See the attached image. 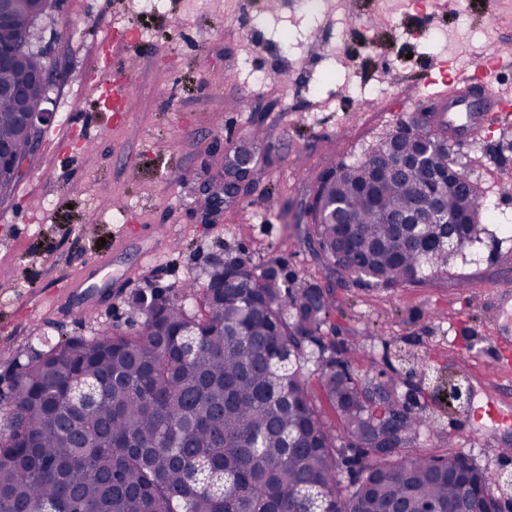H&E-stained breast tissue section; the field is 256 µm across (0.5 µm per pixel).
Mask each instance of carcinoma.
Wrapping results in <instances>:
<instances>
[{"mask_svg":"<svg viewBox=\"0 0 512 512\" xmlns=\"http://www.w3.org/2000/svg\"><path fill=\"white\" fill-rule=\"evenodd\" d=\"M4 26L23 40L0 41L16 64L0 82L29 89L43 111L49 89L33 83L44 56L31 47L38 14L13 0ZM430 146V171L459 169L448 135L417 127L393 135L349 164L328 168L309 198L311 238L340 274L364 285L397 288L445 273L477 239L492 208L466 181L440 186L429 208L426 172L403 179L385 169ZM0 142L11 157L31 159L15 104L0 98ZM417 205L440 213L414 245L387 218ZM468 213L469 224H450ZM455 251H448V231ZM133 305V334L100 327L27 358L9 400H0V512H419L464 499L437 468L458 461L481 496L470 512H490V480L462 454L412 455L429 430L408 411L392 419L394 401L373 402L370 382L326 356L321 335L332 303L321 286L285 280L280 264L259 268L249 255L226 253L183 296L154 287ZM192 354H186L187 349ZM318 358L322 391L339 430L321 418L305 366ZM366 458L364 477L342 491L338 473L349 451Z\"/></svg>","mask_w":512,"mask_h":512,"instance_id":"obj_1","label":"carcinoma"}]
</instances>
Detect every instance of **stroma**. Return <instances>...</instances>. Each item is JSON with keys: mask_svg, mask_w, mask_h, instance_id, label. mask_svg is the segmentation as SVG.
Wrapping results in <instances>:
<instances>
[{"mask_svg": "<svg viewBox=\"0 0 512 512\" xmlns=\"http://www.w3.org/2000/svg\"><path fill=\"white\" fill-rule=\"evenodd\" d=\"M36 50L55 64V121L12 198L0 203V393L42 340L138 327L133 300L154 287L202 278L216 252L276 260L291 274L331 284L322 332L360 378L394 379L398 405L438 435L418 453L470 457L512 512V430L468 428L485 395L512 400V368L491 372L499 336L512 337V127L457 145L462 171L496 208L479 242L447 273L398 288L332 273L307 237L301 206L322 173L364 156L425 109L443 62L472 71L512 41V0H62L36 22ZM129 46L114 81L136 104L123 122L92 92L95 48ZM261 130L250 197L214 224L197 219L203 163ZM140 235L94 269L100 241ZM468 380L462 407L441 390Z\"/></svg>", "mask_w": 512, "mask_h": 512, "instance_id": "stroma-1", "label": "stroma"}]
</instances>
